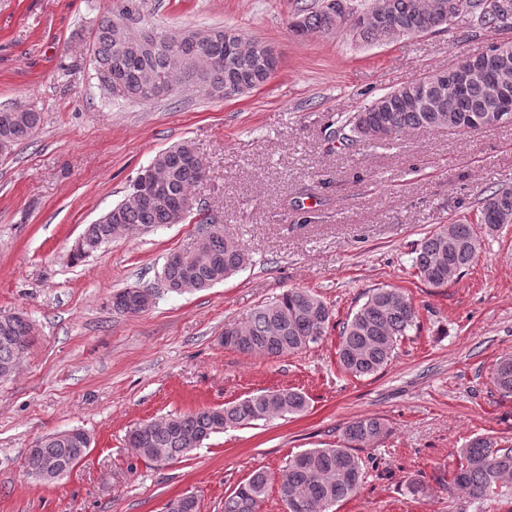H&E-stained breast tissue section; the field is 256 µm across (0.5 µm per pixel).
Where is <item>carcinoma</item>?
I'll return each mask as SVG.
<instances>
[{"label":"carcinoma","mask_w":512,"mask_h":512,"mask_svg":"<svg viewBox=\"0 0 512 512\" xmlns=\"http://www.w3.org/2000/svg\"><path fill=\"white\" fill-rule=\"evenodd\" d=\"M467 16L479 29L501 26L494 13V0H467ZM140 0H115L97 17L93 29L94 79L108 90L106 78L122 81L121 98L140 104L153 101L152 89L166 84L203 88L209 96L226 97L224 79L230 69L242 78L231 96L245 95L262 86L272 75L265 57V43L245 39L240 33L214 28L205 33L192 29L166 34L160 45L147 43L150 32L141 23ZM303 33H318L348 27L367 43L391 42L401 36L440 29L428 0H326L321 8L302 15ZM459 65L433 69L419 78L383 93L358 112L329 117L323 134L342 145L364 142L392 144L412 130L442 129L450 133L477 130L482 120L492 119L500 107L499 89H512V42L501 44L495 56L478 59L475 68L486 69L484 78L467 82L457 92ZM41 123V113L31 109L16 115L0 111V139L17 146L29 140ZM195 146L185 141L157 153L150 165L163 189L143 199L136 197L137 181H131L127 199L110 209L109 217L86 227L73 259L79 260L113 240L116 231H153L189 219L201 224L204 242L184 261L163 263L159 273L170 292L182 283L200 291L224 282L252 264V256L224 225L180 211L183 200L208 177ZM477 221L491 231L512 224V188L502 187L481 198ZM480 250V241L470 223L441 224L421 241L413 267L424 281L444 286L468 270ZM332 319L328 306L309 291L291 288L250 312L224 325V346L241 353L282 357L301 352L325 336ZM417 327V311L409 297L392 287L374 288L366 301L343 323L338 360L355 377L377 373L393 359L398 342ZM33 325L24 317H0V381L12 376L20 356L35 343ZM495 389L512 397V357L500 359L492 372ZM306 396L294 389L265 391L222 408H203L171 415L161 421H145L133 428L136 441L130 447L155 463H170L200 447L213 435L228 429L298 415L306 410ZM386 433L378 417L357 418L344 428V437L360 447L377 443ZM90 445L84 431L69 435L48 434L37 447L48 464L73 470L79 449ZM362 460L348 448H310L289 460L280 481V497L288 512H332L337 503L356 496L362 489ZM270 481L264 470L253 471L224 499V512H261ZM446 488L473 500L493 501L512 495V444L502 445L491 436H476L457 452L456 465Z\"/></svg>","instance_id":"carcinoma-1"}]
</instances>
